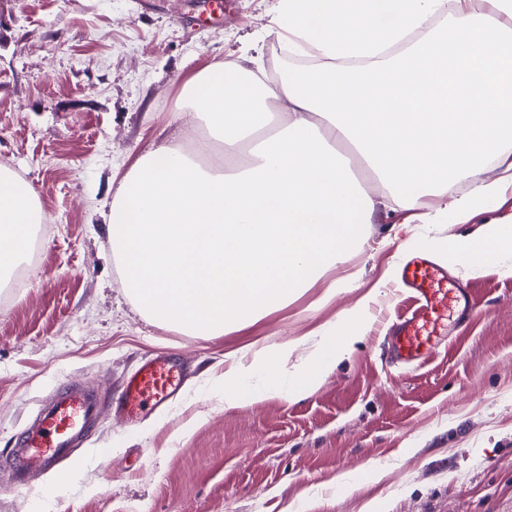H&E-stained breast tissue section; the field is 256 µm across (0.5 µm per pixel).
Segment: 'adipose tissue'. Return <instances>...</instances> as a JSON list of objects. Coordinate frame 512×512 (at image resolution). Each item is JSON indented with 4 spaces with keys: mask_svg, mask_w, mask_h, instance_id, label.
Returning a JSON list of instances; mask_svg holds the SVG:
<instances>
[{
    "mask_svg": "<svg viewBox=\"0 0 512 512\" xmlns=\"http://www.w3.org/2000/svg\"><path fill=\"white\" fill-rule=\"evenodd\" d=\"M270 31L314 66L264 79L246 53L185 80L179 111L195 113L230 163L204 169L177 145L141 157L108 214L123 284L154 321L220 336L285 305L360 244L383 205L404 223H465L512 176V0H278ZM469 181L448 209L430 196ZM44 214L35 190L0 168V272L28 251ZM479 268L512 254V227L448 246ZM341 317L296 375L287 348L224 373V402L307 396L358 335Z\"/></svg>",
    "mask_w": 512,
    "mask_h": 512,
    "instance_id": "ef3b65f1",
    "label": "adipose tissue"
}]
</instances>
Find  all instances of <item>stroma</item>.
<instances>
[{
    "label": "stroma",
    "mask_w": 512,
    "mask_h": 512,
    "mask_svg": "<svg viewBox=\"0 0 512 512\" xmlns=\"http://www.w3.org/2000/svg\"><path fill=\"white\" fill-rule=\"evenodd\" d=\"M278 0H0V166L39 192L44 223L13 287L0 285V450L60 382L112 398L141 358L177 350L182 398L132 424L103 406L87 447L39 487L0 488V512H512V274L459 265L450 241L512 219V185L464 224H398L382 209L360 246L287 305L224 335L145 318L127 295L104 214L119 180L160 144L189 145L185 79L263 40ZM432 254L477 316L410 371L387 363L410 305L401 256ZM352 350L301 399L225 407L231 357L289 346L300 369L339 315Z\"/></svg>",
    "instance_id": "stroma-1"
}]
</instances>
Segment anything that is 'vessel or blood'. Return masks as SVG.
I'll use <instances>...</instances> for the list:
<instances>
[{"label": "vessel or blood", "instance_id": "vessel-or-blood-1", "mask_svg": "<svg viewBox=\"0 0 512 512\" xmlns=\"http://www.w3.org/2000/svg\"><path fill=\"white\" fill-rule=\"evenodd\" d=\"M413 308L393 325L387 338L393 365L414 369L429 362L448 334L447 318L456 322L474 314L470 291L431 255H405L398 268ZM183 387V366L171 352L145 359L124 381L116 412L130 418L167 408ZM103 401L89 388L63 384L43 403L33 420L12 438V446L0 456V468L8 472L14 488H30L35 476L60 473L85 446Z\"/></svg>", "mask_w": 512, "mask_h": 512}]
</instances>
